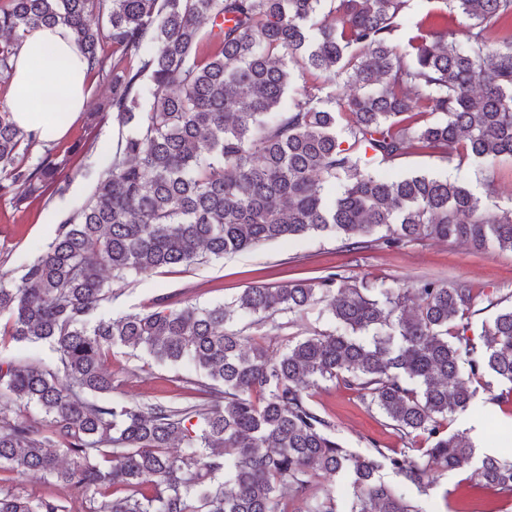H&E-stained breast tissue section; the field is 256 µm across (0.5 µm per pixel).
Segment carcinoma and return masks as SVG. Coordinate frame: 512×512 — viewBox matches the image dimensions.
I'll list each match as a JSON object with an SVG mask.
<instances>
[{
  "label": "carcinoma",
  "mask_w": 512,
  "mask_h": 512,
  "mask_svg": "<svg viewBox=\"0 0 512 512\" xmlns=\"http://www.w3.org/2000/svg\"><path fill=\"white\" fill-rule=\"evenodd\" d=\"M408 2L0 0L1 79L25 32L62 24L88 73L109 80L113 120L135 124L20 282L0 276V336L54 353L50 366L0 359V403L16 406L0 415V469L61 482L89 512H289L298 499L307 512H423L385 469L421 495L432 472L467 470L475 488L512 497V457L478 458L466 433L447 430L473 404V384L492 376L512 392V306L475 334L476 317L503 299L466 282L380 291L329 273L229 304L175 308L162 296L146 312L96 315L133 272L310 233L333 232L350 251L426 239L512 251V210L455 181H396L372 166L453 151L512 159V0H428L400 47ZM335 76L350 91L322 97ZM36 143L0 112V199L66 181L49 149L32 166L19 160ZM323 301L334 329L276 358L266 335L228 328L252 316L278 329L277 317ZM117 348L202 379L183 402L106 403ZM322 382L376 407L407 448L344 447L311 403ZM321 474L349 483L345 510ZM0 512L66 507L0 491Z\"/></svg>",
  "instance_id": "obj_1"
}]
</instances>
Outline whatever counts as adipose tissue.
I'll return each mask as SVG.
<instances>
[{
	"label": "adipose tissue",
	"instance_id": "obj_1",
	"mask_svg": "<svg viewBox=\"0 0 512 512\" xmlns=\"http://www.w3.org/2000/svg\"><path fill=\"white\" fill-rule=\"evenodd\" d=\"M87 71L66 26L31 29L9 79L16 125L44 142L64 138L84 109Z\"/></svg>",
	"mask_w": 512,
	"mask_h": 512
}]
</instances>
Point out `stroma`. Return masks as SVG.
Returning a JSON list of instances; mask_svg holds the SVG:
<instances>
[{"label":"stroma","mask_w":512,"mask_h":512,"mask_svg":"<svg viewBox=\"0 0 512 512\" xmlns=\"http://www.w3.org/2000/svg\"><path fill=\"white\" fill-rule=\"evenodd\" d=\"M119 137L111 119L94 120L80 114L68 135L52 143L55 156L65 161L69 175L62 192L34 196L21 203L0 199V274L19 280L24 267L55 237L62 221L80 209L89 198L105 156ZM391 178L424 174L463 183L474 196L503 210L512 209V162L493 165L458 156H413L398 167L387 169ZM335 273L349 281H365L380 288H404L420 277L466 282L473 288L507 298L512 296V252L492 247L474 253L463 242L424 240L400 248H371L350 251L329 234L267 242L221 259L190 267L164 268L148 275H135L132 283L112 302L109 316L119 317L150 309L158 297L190 299L200 305L232 300L253 286H277L302 277ZM112 371L118 379L109 401L150 402L164 396L182 399L195 371L187 365L162 366L147 355L131 359L115 351ZM313 406L335 424L338 440L361 452L370 443L383 448L401 447L399 435L383 416L367 407L355 393L326 382L312 391ZM452 433H467L478 453L503 452L502 434L512 430V390L492 382L479 390L467 410L448 419ZM0 489L33 497L60 499L66 512H86L88 505L71 495L63 485L30 473L24 476L0 470ZM405 496L417 500L424 512H457L469 508L479 512L484 496L469 482L464 471L438 473L427 495L405 488Z\"/></svg>","instance_id":"35a3bbf8"}]
</instances>
